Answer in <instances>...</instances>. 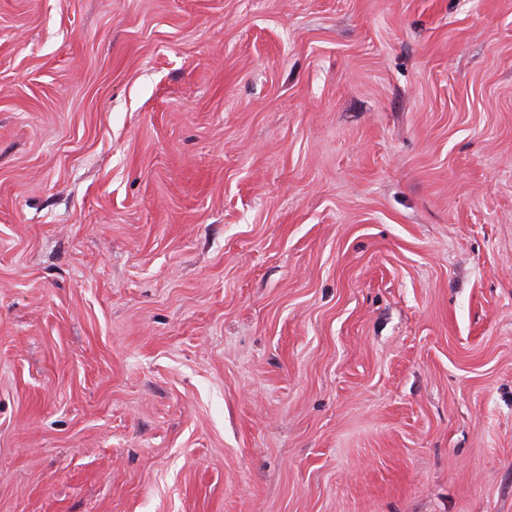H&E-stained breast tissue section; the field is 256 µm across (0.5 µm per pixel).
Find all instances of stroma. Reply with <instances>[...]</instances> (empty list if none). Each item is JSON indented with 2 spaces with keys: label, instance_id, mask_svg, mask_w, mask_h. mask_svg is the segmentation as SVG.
I'll use <instances>...</instances> for the list:
<instances>
[{
  "label": "stroma",
  "instance_id": "stroma-1",
  "mask_svg": "<svg viewBox=\"0 0 512 512\" xmlns=\"http://www.w3.org/2000/svg\"><path fill=\"white\" fill-rule=\"evenodd\" d=\"M0 512H512V0H0Z\"/></svg>",
  "mask_w": 512,
  "mask_h": 512
}]
</instances>
